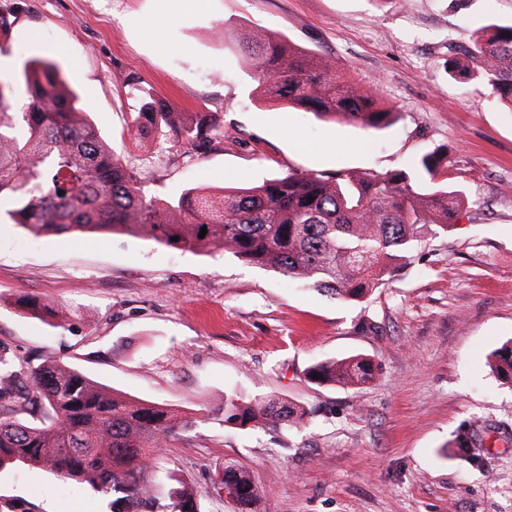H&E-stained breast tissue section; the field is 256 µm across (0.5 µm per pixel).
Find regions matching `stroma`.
Masks as SVG:
<instances>
[{"mask_svg":"<svg viewBox=\"0 0 512 512\" xmlns=\"http://www.w3.org/2000/svg\"><path fill=\"white\" fill-rule=\"evenodd\" d=\"M0 16L11 24L0 74L32 53L60 62L116 157L159 197L291 171L383 173L435 149L443 182L468 195L446 235L360 302L144 236L37 238L0 224L1 350L193 418L159 465L203 512H235L211 489L228 459L250 471L259 512H512V386L487 363L512 338V112L446 64L480 25L512 21V0H0ZM270 38L374 86L394 123L258 103L235 46ZM151 99L215 113L213 141L136 135L131 117ZM23 295L54 300L61 322L20 312ZM353 354L377 365L370 383L306 379L314 362ZM230 391L297 404L309 423L224 426ZM464 427L486 440L471 456L451 446ZM106 509L51 473L0 472V512Z\"/></svg>","mask_w":512,"mask_h":512,"instance_id":"35a3bbf8","label":"stroma"}]
</instances>
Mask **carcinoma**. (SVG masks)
Masks as SVG:
<instances>
[{
    "instance_id": "cac0c4a2",
    "label": "carcinoma",
    "mask_w": 512,
    "mask_h": 512,
    "mask_svg": "<svg viewBox=\"0 0 512 512\" xmlns=\"http://www.w3.org/2000/svg\"><path fill=\"white\" fill-rule=\"evenodd\" d=\"M475 35V44L462 48L463 59L448 57V72L461 81L479 74L512 112V22L489 23ZM238 51L263 104L369 129L392 123L393 112L380 108L373 88L345 81L323 57L283 40L243 41ZM133 127L194 146L209 141L218 121L152 99ZM442 161L433 150L385 173L290 172L219 194L188 189L159 198L115 158L78 106L59 62L32 56L16 75L0 77V217L9 223L36 237L119 231L179 250L221 251L349 302L383 284L426 237L448 233L449 219L468 198L435 180ZM15 304L40 320L61 316L47 299L21 296ZM489 364L512 384V339ZM373 374L371 360L352 355L318 362L306 377L360 386ZM307 415L277 398L224 395V424L238 428L300 425ZM193 425L167 405L123 398L65 364L46 361L27 373L0 352V470L52 472L106 499L110 512H201L188 483L154 467L174 432ZM483 445L475 430L453 441L465 453ZM221 482L238 512H256L245 466L225 461Z\"/></svg>"
}]
</instances>
